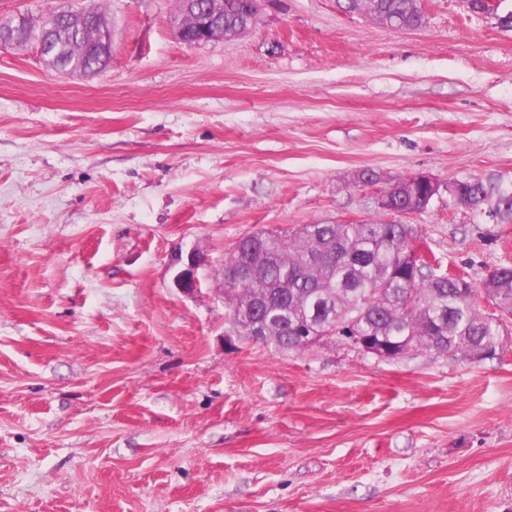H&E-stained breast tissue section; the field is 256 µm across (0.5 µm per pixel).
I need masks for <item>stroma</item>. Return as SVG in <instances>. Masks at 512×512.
<instances>
[{"label":"stroma","instance_id":"1","mask_svg":"<svg viewBox=\"0 0 512 512\" xmlns=\"http://www.w3.org/2000/svg\"><path fill=\"white\" fill-rule=\"evenodd\" d=\"M339 2L189 45L177 0H103L92 76L0 48V512H512V332L385 360L227 320L243 235L391 221L362 171L512 177V29L466 0L400 32ZM403 221L473 283L512 265V223L444 196ZM178 249L211 265L191 296Z\"/></svg>","mask_w":512,"mask_h":512}]
</instances>
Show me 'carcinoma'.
I'll use <instances>...</instances> for the list:
<instances>
[{
	"instance_id": "1",
	"label": "carcinoma",
	"mask_w": 512,
	"mask_h": 512,
	"mask_svg": "<svg viewBox=\"0 0 512 512\" xmlns=\"http://www.w3.org/2000/svg\"><path fill=\"white\" fill-rule=\"evenodd\" d=\"M252 2L224 0V28L208 27L210 38L238 36ZM344 9L379 24L395 19L405 30L424 22L421 0H346ZM101 33L93 24L71 32L61 22L50 36L64 47V62L85 75L103 71L111 60L112 54L97 52ZM37 35L24 20L9 31L20 45ZM449 185L448 206L466 198L475 205L473 213L512 222V178L455 179ZM385 190L397 211H421L432 198L431 187L411 177L387 179ZM413 238H421L415 225L383 221L245 235L224 259V294L233 306L229 320L248 341L255 324L265 325L261 344L281 351L298 349L307 335L331 336L370 354L436 350L466 357L478 347L495 353L503 328L512 322V266L495 269L476 286L448 273L432 254L408 262ZM478 292L492 308L480 306ZM410 297L415 307L408 311Z\"/></svg>"
}]
</instances>
